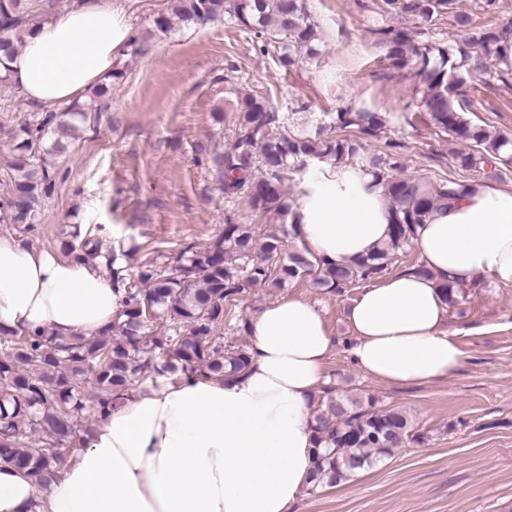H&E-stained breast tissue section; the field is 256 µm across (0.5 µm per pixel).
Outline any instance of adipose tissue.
I'll list each match as a JSON object with an SVG mask.
<instances>
[{"label":"adipose tissue","mask_w":512,"mask_h":512,"mask_svg":"<svg viewBox=\"0 0 512 512\" xmlns=\"http://www.w3.org/2000/svg\"><path fill=\"white\" fill-rule=\"evenodd\" d=\"M130 37L121 9L90 0L30 28L8 63L11 82L34 106L71 102L111 72ZM295 214L297 244L334 262L368 256L389 237L381 189L351 165L307 179ZM411 245L426 274L368 286L348 314L352 362L392 386L443 381L462 365L443 284H512V190L470 183L415 227ZM121 309L100 266L0 236L1 329L92 335ZM247 331L244 374L134 391L48 489L0 464V512H29L34 502L41 512H292L312 468L310 407L333 338L318 307L294 297L264 308Z\"/></svg>","instance_id":"1"}]
</instances>
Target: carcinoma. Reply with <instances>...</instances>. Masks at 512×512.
<instances>
[{
    "label": "carcinoma",
    "mask_w": 512,
    "mask_h": 512,
    "mask_svg": "<svg viewBox=\"0 0 512 512\" xmlns=\"http://www.w3.org/2000/svg\"><path fill=\"white\" fill-rule=\"evenodd\" d=\"M364 10L414 13L424 22L449 15L462 45L420 43L407 28L371 30L385 60L407 70L416 83L413 115L454 141L471 146L455 153L457 164L495 179L512 163V134L489 130L464 117L463 87L473 77L492 73L491 57L501 29L457 10L458 0H356ZM55 0H0V87L11 84L6 60L20 51L33 24L54 15ZM224 21L273 48L280 66L291 70L317 55L319 25L306 0H173L158 14L153 29L131 37L125 55L145 57L157 34L180 26ZM125 76L115 66L89 99L71 104L57 118L35 112L20 125L9 150V188L0 198V220L34 230L42 201L51 193L54 160L78 138L86 114L108 97ZM234 142L213 159L224 194H243L249 207L267 218L262 234L255 225L231 217L209 242L190 244L164 269L149 262L132 272L123 249L104 246L80 224L59 229L62 253L94 264L107 260L122 310L112 328L95 336L61 338L44 330H0V458L46 487L68 460L66 452L85 441L92 425L118 406L128 390L154 373L165 379L197 374L225 378L243 373L249 352L224 344V302L239 301L255 288H284L308 278L321 291L334 292L379 277L411 247L410 237L437 208L458 196L465 184L434 185L398 173L391 153L376 152L367 140L386 127L383 113L347 105L330 113L316 131L289 130L294 119L276 112L260 92L237 96ZM351 164L373 174L391 218L388 240L371 255L338 263L292 241L295 212L288 182L311 164ZM314 467L309 490L331 488L359 470L409 444L422 445L428 434L399 409L380 408L374 398L334 395L312 412Z\"/></svg>",
    "instance_id": "1"
}]
</instances>
